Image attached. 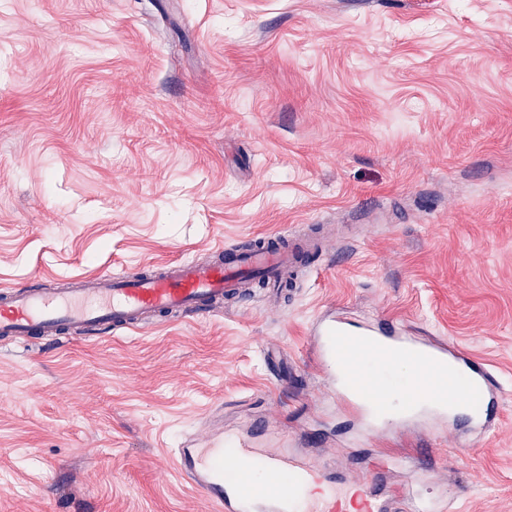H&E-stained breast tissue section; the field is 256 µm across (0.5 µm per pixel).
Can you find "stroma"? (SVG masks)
Wrapping results in <instances>:
<instances>
[{"instance_id": "stroma-1", "label": "stroma", "mask_w": 512, "mask_h": 512, "mask_svg": "<svg viewBox=\"0 0 512 512\" xmlns=\"http://www.w3.org/2000/svg\"><path fill=\"white\" fill-rule=\"evenodd\" d=\"M271 234L325 244L281 298L0 341V512H213L167 451L257 422L356 475L337 308L492 364L425 489L512 512V0H0V292Z\"/></svg>"}]
</instances>
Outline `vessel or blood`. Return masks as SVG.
Here are the masks:
<instances>
[{
  "instance_id": "vessel-or-blood-1",
  "label": "vessel or blood",
  "mask_w": 512,
  "mask_h": 512,
  "mask_svg": "<svg viewBox=\"0 0 512 512\" xmlns=\"http://www.w3.org/2000/svg\"><path fill=\"white\" fill-rule=\"evenodd\" d=\"M310 247L305 239L270 235L247 250L222 245L209 260H172L139 277L106 273L66 280L54 291L18 288L0 294V337L61 338L77 326L131 330L162 313L205 315L236 297L248 275L277 283ZM315 343L319 359L335 368L337 400L357 411L364 441L386 427L394 405L411 421L430 413L450 419L456 403L501 396L502 386L483 360L444 338L410 336L392 321L335 314L316 327ZM172 456L218 512H343L348 487L356 492L359 512H450L454 504L447 494L427 496L413 484L387 488L391 462L384 457L354 482L293 450L256 448L242 435L229 447L219 439L174 449Z\"/></svg>"
}]
</instances>
